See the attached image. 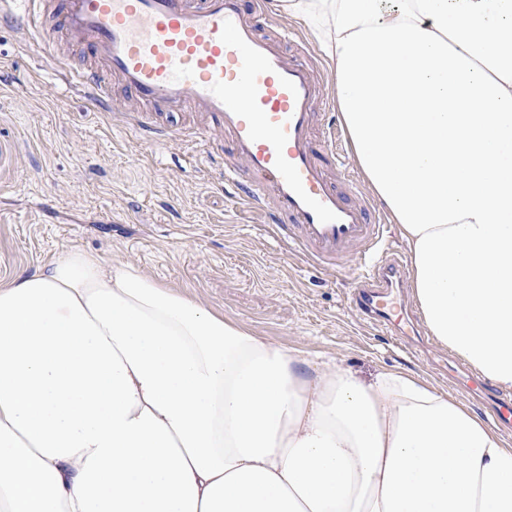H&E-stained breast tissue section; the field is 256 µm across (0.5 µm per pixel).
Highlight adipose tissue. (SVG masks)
Here are the masks:
<instances>
[{
	"mask_svg": "<svg viewBox=\"0 0 512 512\" xmlns=\"http://www.w3.org/2000/svg\"><path fill=\"white\" fill-rule=\"evenodd\" d=\"M436 342L512 390V0H279ZM0 512H512L447 391L274 343L77 248L0 281Z\"/></svg>",
	"mask_w": 512,
	"mask_h": 512,
	"instance_id": "obj_1",
	"label": "adipose tissue"
}]
</instances>
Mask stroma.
Listing matches in <instances>:
<instances>
[{
	"label": "stroma",
	"instance_id": "stroma-1",
	"mask_svg": "<svg viewBox=\"0 0 512 512\" xmlns=\"http://www.w3.org/2000/svg\"><path fill=\"white\" fill-rule=\"evenodd\" d=\"M16 141L0 180V281L67 247L134 264L274 343L334 357L361 378L398 367L480 417L484 400L452 383L455 354L424 336L399 345L363 320L345 277L306 264L264 213L207 165L204 144H144L119 112H93L13 20H0V136Z\"/></svg>",
	"mask_w": 512,
	"mask_h": 512
}]
</instances>
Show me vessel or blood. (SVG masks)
<instances>
[{
  "mask_svg": "<svg viewBox=\"0 0 512 512\" xmlns=\"http://www.w3.org/2000/svg\"><path fill=\"white\" fill-rule=\"evenodd\" d=\"M24 23L41 34L51 8L61 14L63 36L43 44L52 60L61 39L83 45L91 68L73 72L84 97L102 112H124L146 144H165L166 129L151 109L201 112L216 120L218 137L229 138L241 166L226 164L222 149L209 150L222 182L239 199L264 208L304 261L334 273L353 272L356 307L378 326L403 330L409 317L394 295L406 273L392 248L388 226L369 199L353 202V172L342 182L328 173L343 153V133L320 124L331 103L321 69L309 50L287 53L284 38L262 34L252 19L257 0H21ZM119 82L143 111H125L108 92ZM464 386L492 398L497 418L512 422V397L463 376Z\"/></svg>",
  "mask_w": 512,
  "mask_h": 512,
  "instance_id": "1",
  "label": "vessel or blood"
}]
</instances>
